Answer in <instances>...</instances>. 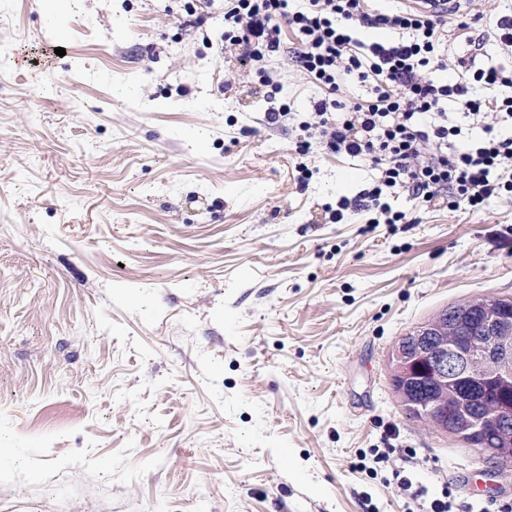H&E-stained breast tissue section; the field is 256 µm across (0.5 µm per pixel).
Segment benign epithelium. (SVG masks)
<instances>
[{
  "label": "benign epithelium",
  "instance_id": "7a95c632",
  "mask_svg": "<svg viewBox=\"0 0 512 512\" xmlns=\"http://www.w3.org/2000/svg\"><path fill=\"white\" fill-rule=\"evenodd\" d=\"M468 312L466 308L457 314L455 332L437 318L413 337L412 342L396 345L392 353L393 375L409 382L429 368L443 392L448 389V383L462 380L476 385L492 382L503 387L512 386V335L497 315L489 314L481 325L484 339H460L458 333L469 329ZM511 431L512 400L508 399L468 427V434L482 437L486 445L483 452L489 457L507 455L499 444Z\"/></svg>",
  "mask_w": 512,
  "mask_h": 512
}]
</instances>
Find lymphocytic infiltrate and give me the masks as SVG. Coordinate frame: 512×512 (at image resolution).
I'll list each match as a JSON object with an SVG mask.
<instances>
[{"mask_svg":"<svg viewBox=\"0 0 512 512\" xmlns=\"http://www.w3.org/2000/svg\"><path fill=\"white\" fill-rule=\"evenodd\" d=\"M225 47L241 51L254 63L283 52V30L297 45L290 60L322 95L304 123L325 149L370 162L378 170L372 188L341 199L330 218L341 222L346 210L384 216L403 223L388 195L405 193L432 206L480 209L512 197V134L493 135L456 148L463 130L492 121L512 124V98H474L472 83L512 85V70L479 68L476 55L486 47L465 15L447 26L437 15L398 7L375 8L371 0H229ZM390 32L381 42L365 43L360 30ZM466 37L470 56L445 60L441 49L449 36ZM454 66L461 79L435 80L432 68ZM368 84L364 98L343 99L350 79Z\"/></svg>","mask_w":512,"mask_h":512,"instance_id":"obj_1","label":"lymphocytic infiltrate"}]
</instances>
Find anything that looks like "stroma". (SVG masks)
<instances>
[{
  "instance_id": "obj_1",
  "label": "stroma",
  "mask_w": 512,
  "mask_h": 512,
  "mask_svg": "<svg viewBox=\"0 0 512 512\" xmlns=\"http://www.w3.org/2000/svg\"><path fill=\"white\" fill-rule=\"evenodd\" d=\"M457 11L512 67L486 26L512 0ZM224 12L0 0V512H418L402 476L512 501L390 372L438 312L512 297V199L397 194L408 223H331L376 170L298 153L318 89L225 51ZM374 448L393 455L371 474ZM394 390L400 399L401 406L406 413V416L414 421L428 422L425 417V412L418 406L417 409L407 402V398L410 400L422 401V400H435V390L429 384L427 379L416 380L412 385H408L405 389H402L395 382H393Z\"/></svg>"
}]
</instances>
